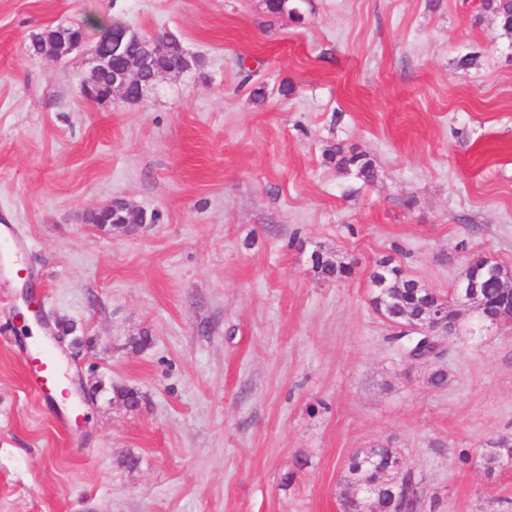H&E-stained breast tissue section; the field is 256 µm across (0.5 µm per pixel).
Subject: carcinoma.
<instances>
[{"instance_id":"obj_1","label":"carcinoma","mask_w":512,"mask_h":512,"mask_svg":"<svg viewBox=\"0 0 512 512\" xmlns=\"http://www.w3.org/2000/svg\"><path fill=\"white\" fill-rule=\"evenodd\" d=\"M479 12L492 14L501 27L512 34V0H479L475 6ZM153 39L142 35L134 29H128L127 49L123 56H112L111 46L104 39L97 40L101 52L112 57L111 70L100 75V80L110 83L112 71L136 66L148 60L156 70L179 68L186 65L182 50L173 47L170 50L150 57H145L144 47ZM34 55L61 58L66 52L54 38V31L49 29L34 39L30 46ZM329 162L346 174L369 183L376 179L373 161L363 151L345 150L342 147L329 149L326 154ZM312 260L316 268L337 279L350 273V268L328 256L315 254ZM466 268L476 275L480 284V295L471 308L480 320H485V313L505 310L512 305V297L507 296L499 283L512 282V266L490 262L483 256L473 257ZM382 278V288L373 287L370 303L373 309L389 322H403L410 316H418L427 308L435 305H447V296L422 286L414 278L404 274L403 269L394 264L393 259L383 258L376 263L371 280ZM394 340L400 342L404 355L418 356L434 348L432 340L424 335H396ZM512 462V439L500 438L493 443L488 456L490 466L487 475H492L494 466L502 462ZM401 458L390 448H374L364 454L356 453L349 459L345 488L341 495L343 512H400V501L410 492L414 496L412 508L420 505L417 482L409 468L398 469Z\"/></svg>"}]
</instances>
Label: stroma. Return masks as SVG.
Returning a JSON list of instances; mask_svg holds the SVG:
<instances>
[{
  "mask_svg": "<svg viewBox=\"0 0 512 512\" xmlns=\"http://www.w3.org/2000/svg\"><path fill=\"white\" fill-rule=\"evenodd\" d=\"M88 11L200 64L136 103L87 101L96 30L58 60L29 45ZM306 12L0 0V225L32 243L0 277V512H342L347 459L380 446L419 512H512V465L486 470L512 438V322L460 307L443 355L411 363L369 281L385 257L444 294L472 256L512 265V36L468 0ZM336 145L376 180L338 171ZM116 199L157 221L86 222ZM32 334L67 374L57 403L28 387ZM326 157L329 162H335L336 167L346 174L354 175L357 179L369 183L376 179V168L373 161L363 151L351 148L334 147L328 150Z\"/></svg>",
  "mask_w": 512,
  "mask_h": 512,
  "instance_id": "1",
  "label": "stroma"
}]
</instances>
